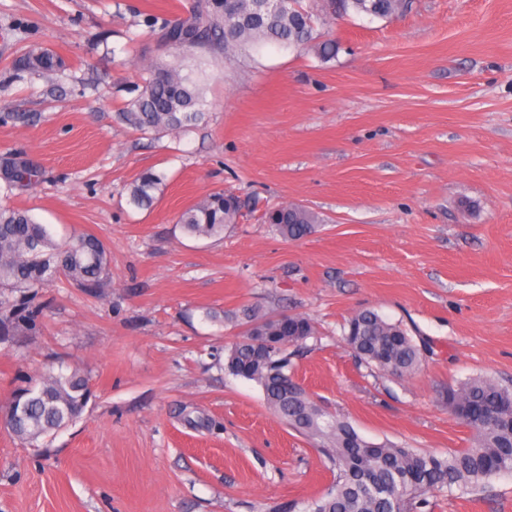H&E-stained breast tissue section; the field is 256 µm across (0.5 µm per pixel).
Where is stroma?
<instances>
[{
	"mask_svg": "<svg viewBox=\"0 0 512 512\" xmlns=\"http://www.w3.org/2000/svg\"><path fill=\"white\" fill-rule=\"evenodd\" d=\"M191 3L0 0V156L42 172L9 202L57 239L94 234L111 268L95 297L64 279L44 289L36 327L0 338V414L50 366L91 391L38 447L0 421V512H307L333 482L327 462L224 369L246 308L315 323L293 379L369 441L469 447L442 393L475 376L512 384V0L322 19L328 60L276 45L218 57L208 122L140 138L113 114L139 65L167 55L144 19ZM32 44L63 60L52 81L13 75ZM148 170L165 185L138 209L128 188ZM220 190L239 197L237 223L188 236L179 214ZM286 204L323 224L284 239L261 217ZM365 308L426 345L417 374L359 364L341 327ZM488 486L420 512H512V473Z\"/></svg>",
	"mask_w": 512,
	"mask_h": 512,
	"instance_id": "35a3bbf8",
	"label": "stroma"
}]
</instances>
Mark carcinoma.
<instances>
[{
  "mask_svg": "<svg viewBox=\"0 0 512 512\" xmlns=\"http://www.w3.org/2000/svg\"><path fill=\"white\" fill-rule=\"evenodd\" d=\"M411 0H327L330 9L371 18H389L408 10ZM170 50V59L141 68L142 87L118 122L156 139L191 131L207 121L205 90L214 73L202 67L216 54L247 51L264 44L305 48L314 32V14L303 0H198L175 21L144 20ZM61 61L53 52L32 46L12 62L15 74L52 79ZM37 166L20 152L0 157V191L10 195L34 187ZM164 177L146 171L129 187V203L151 205ZM240 201L216 191L179 216L185 232L215 238L237 223ZM289 240L316 230L319 217L300 204L282 205L265 215ZM66 278L90 295L109 278V258L92 234L58 241L50 227L27 210L0 204V289L14 293L0 303V336L19 325L34 326L37 293ZM246 330L227 349L224 369L256 382L267 407L289 427L318 445L335 480L309 512H415L426 496L454 486L483 492L493 476L512 472V388L474 377L443 394L448 411L473 430L470 447L448 454L431 453L392 442L364 439L346 420L331 416L293 382L288 349L317 336L315 324L301 315L245 313ZM342 336L370 370L400 377L420 371L424 348L402 324L374 310L354 314ZM90 398L86 378L58 370L28 382L17 392L18 417L9 428L18 439L36 446L73 422Z\"/></svg>",
  "mask_w": 512,
  "mask_h": 512,
  "instance_id": "cac0c4a2",
  "label": "carcinoma"
}]
</instances>
